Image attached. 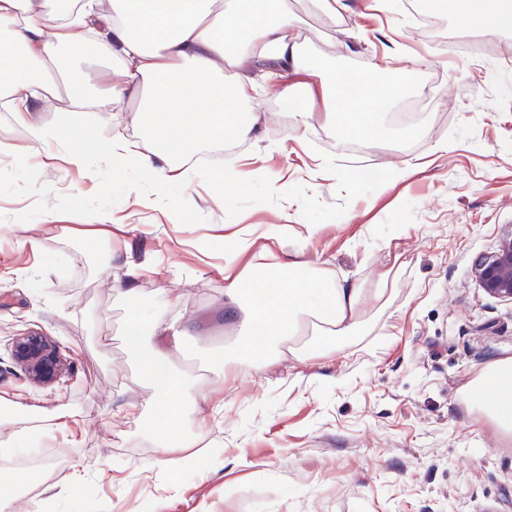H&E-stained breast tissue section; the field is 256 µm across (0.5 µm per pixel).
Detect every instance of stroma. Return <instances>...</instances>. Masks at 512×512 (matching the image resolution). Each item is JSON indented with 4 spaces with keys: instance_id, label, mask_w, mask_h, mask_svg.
Here are the masks:
<instances>
[{
    "instance_id": "35a3bbf8",
    "label": "stroma",
    "mask_w": 512,
    "mask_h": 512,
    "mask_svg": "<svg viewBox=\"0 0 512 512\" xmlns=\"http://www.w3.org/2000/svg\"><path fill=\"white\" fill-rule=\"evenodd\" d=\"M424 2L396 0L383 20L357 6L326 25L298 0L305 69L285 83L305 82L311 67L330 81L384 55L408 66L394 41L427 61L409 98L386 112L381 138L350 151L321 98L306 101V127L264 100L260 138L229 155L244 178L230 199L205 181L158 194L148 175L97 150L86 175L32 165L17 138L0 162V399L79 424L22 438L0 459V480L34 475L9 512H512V437L463 397L489 365L512 359V302L488 297L471 274L473 259L512 233V32L482 35L487 55L452 51L467 28L449 17L443 38L418 32L410 7ZM101 114L146 140L138 96L103 101ZM323 161L335 175L321 173ZM368 167L386 184L361 179ZM406 168L413 176L399 180ZM103 216L118 227L100 241ZM28 224L42 225L40 248L24 244ZM261 224L288 225L304 259L366 288L362 331L342 352L275 357L251 372L237 363L224 253ZM130 248L145 266L132 304L118 293ZM135 306L187 330L161 343L196 379L183 433L198 438L205 468L157 462L170 435L124 334ZM26 332L57 346L54 381L14 364L13 341ZM129 402L139 420L122 414Z\"/></svg>"
}]
</instances>
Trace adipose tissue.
Wrapping results in <instances>:
<instances>
[{
  "label": "adipose tissue",
  "mask_w": 512,
  "mask_h": 512,
  "mask_svg": "<svg viewBox=\"0 0 512 512\" xmlns=\"http://www.w3.org/2000/svg\"><path fill=\"white\" fill-rule=\"evenodd\" d=\"M99 5L100 0H0V33L10 40L0 50V93L9 97L14 121L13 128L0 131V152L13 150L18 129L47 159L60 153L71 166H84V147L65 145L62 123L32 119L31 112L40 91L56 84L72 100V119L98 105L91 88L64 74L60 61L64 53L94 54L112 60L110 98L140 97L150 134L146 144L118 133L105 138L114 166L146 173L161 188L172 182L189 186L205 175L190 165L203 149L228 137L258 139L250 69L275 75L302 66V33L288 0H110L106 13ZM441 6L463 25L487 34L512 29V0H442ZM424 62L419 55L414 66L392 68L382 60L361 73L364 112L337 81L273 84L267 92L295 102L293 116L301 125L310 118L302 99L321 96L345 134L369 139L379 132V112L411 90ZM228 70L235 75L229 86L224 83ZM287 239V225L265 224L258 235L237 239L225 255L224 316L244 331L239 347L249 368L257 366L261 352L273 349H284L300 362L327 356L334 342L362 329L359 285L335 281L296 249L268 268L272 247L284 246ZM244 253L252 259L241 268L237 261ZM166 332L141 310L131 312L127 335L138 380L157 390L159 418L178 435L188 417L182 402L193 399L194 386L177 374L159 343ZM470 401L500 429L511 431L512 360L487 367Z\"/></svg>",
  "instance_id": "ef3b65f1"
}]
</instances>
